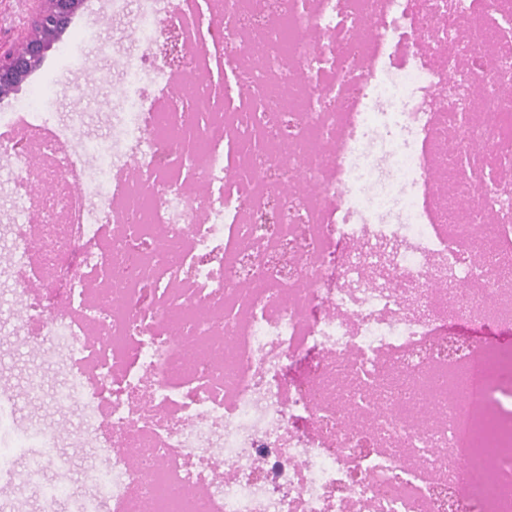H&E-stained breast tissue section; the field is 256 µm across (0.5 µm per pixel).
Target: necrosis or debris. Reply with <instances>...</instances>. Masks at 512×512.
Returning a JSON list of instances; mask_svg holds the SVG:
<instances>
[{
  "label": "necrosis or debris",
  "mask_w": 512,
  "mask_h": 512,
  "mask_svg": "<svg viewBox=\"0 0 512 512\" xmlns=\"http://www.w3.org/2000/svg\"><path fill=\"white\" fill-rule=\"evenodd\" d=\"M178 6L140 10L82 194L52 113L0 114L42 134L0 132L12 179L37 150L54 188L36 228L17 193L12 256L52 284L19 321L69 376L24 394L119 447L84 463L79 512H512V348L455 326L512 328V0ZM396 378L433 425L397 414ZM40 438L25 478L56 512L70 462Z\"/></svg>",
  "instance_id": "obj_1"
}]
</instances>
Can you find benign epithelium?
I'll return each instance as SVG.
<instances>
[{"label": "benign epithelium", "instance_id": "benign-epithelium-1", "mask_svg": "<svg viewBox=\"0 0 512 512\" xmlns=\"http://www.w3.org/2000/svg\"><path fill=\"white\" fill-rule=\"evenodd\" d=\"M29 26L9 48L0 49V97H6L37 70L84 0H30Z\"/></svg>", "mask_w": 512, "mask_h": 512}]
</instances>
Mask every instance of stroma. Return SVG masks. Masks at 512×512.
<instances>
[{
    "label": "stroma",
    "mask_w": 512,
    "mask_h": 512,
    "mask_svg": "<svg viewBox=\"0 0 512 512\" xmlns=\"http://www.w3.org/2000/svg\"><path fill=\"white\" fill-rule=\"evenodd\" d=\"M110 13L105 24L95 20L97 11ZM112 0H86L69 27L48 52L41 67L22 83L15 95L0 99V113L13 111L17 101L27 103L31 112L79 113L83 119L71 127L70 145L88 142L112 131V114L120 105L123 81L119 69L130 51L135 30L130 25L138 11L137 0H129L124 15L111 14ZM16 186L0 180V283L10 291L0 299L13 304L18 291L42 293L46 283L29 279L24 270L13 268L10 227ZM67 371L62 359L44 357L42 338L34 329L5 327L0 331V393L21 391L32 373H39L46 390H53ZM73 414H62L48 399L18 400L9 416L0 418V456L11 461V476L0 482V512H40L41 494L23 480L27 463L19 446L35 445V434L53 430L58 446L71 457L74 467L66 492L60 499L62 512H69L75 497L84 494L81 465L96 443L76 433Z\"/></svg>",
    "instance_id": "1"
}]
</instances>
